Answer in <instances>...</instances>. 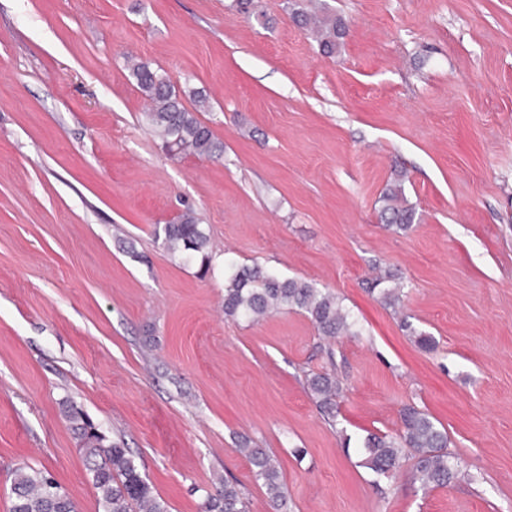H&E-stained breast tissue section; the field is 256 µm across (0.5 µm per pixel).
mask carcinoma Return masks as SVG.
Masks as SVG:
<instances>
[{
  "mask_svg": "<svg viewBox=\"0 0 512 512\" xmlns=\"http://www.w3.org/2000/svg\"><path fill=\"white\" fill-rule=\"evenodd\" d=\"M236 9L261 23H266L258 0H235ZM291 12L297 24L307 31L320 51L334 56L344 44V20L328 11L317 13L308 0H292ZM137 86L149 100L145 113L152 132L161 139L166 154L176 159L186 154L212 157L219 145L212 129L182 102L170 81L145 64L131 68ZM380 218L389 227L405 230L414 223L415 208L399 185L388 188L381 197ZM163 237L168 251L184 261H200L207 266L209 238L190 212L180 220L155 229ZM381 301L399 305L403 286L380 288ZM282 308L305 313L318 335L326 339L356 336V322L350 311L330 292L301 278H281L259 266L224 263V316L233 320L257 322ZM307 388L320 412L335 417L343 387L335 371L312 372ZM69 419L82 440L86 461L103 512H168L166 503L157 497L140 473L129 450L118 443L108 444L80 412L73 410ZM401 432L395 436L370 434L359 442L356 451L362 465L375 476L390 478L402 466L403 459L413 460L410 478L426 488L445 487L459 472L458 464L448 453V433L427 413L412 405L401 411ZM236 451L250 465L253 479L265 488L274 512L283 508L287 489L282 480L278 459L265 448L245 440ZM9 512H77L74 502L51 478L30 466L15 470ZM202 512H248L239 484L224 480L220 491L207 496Z\"/></svg>",
  "mask_w": 512,
  "mask_h": 512,
  "instance_id": "1",
  "label": "carcinoma"
}]
</instances>
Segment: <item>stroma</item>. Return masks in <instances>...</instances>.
<instances>
[{
    "label": "stroma",
    "instance_id": "35a3bbf8",
    "mask_svg": "<svg viewBox=\"0 0 512 512\" xmlns=\"http://www.w3.org/2000/svg\"><path fill=\"white\" fill-rule=\"evenodd\" d=\"M320 2L349 24L332 59L286 0H261L266 27L232 0H0V512L27 465L102 512L73 407L169 512L230 477L271 512L244 437L279 460L287 512H512V0ZM130 57L221 155L165 154ZM396 183L405 231L380 220ZM187 210L209 271L155 236ZM228 258L355 317L333 346L335 421L304 386L328 366L312 322L226 318ZM387 272L394 308L368 289ZM407 404L448 433L447 487L376 478L344 446L397 434Z\"/></svg>",
    "mask_w": 512,
    "mask_h": 512
}]
</instances>
